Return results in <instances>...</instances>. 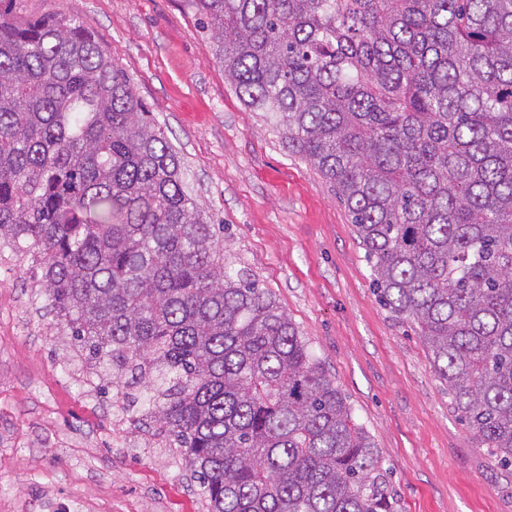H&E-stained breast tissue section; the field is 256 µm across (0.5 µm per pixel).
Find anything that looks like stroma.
Returning a JSON list of instances; mask_svg holds the SVG:
<instances>
[{"label":"stroma","mask_w":512,"mask_h":512,"mask_svg":"<svg viewBox=\"0 0 512 512\" xmlns=\"http://www.w3.org/2000/svg\"><path fill=\"white\" fill-rule=\"evenodd\" d=\"M79 19L176 147L187 186L276 296L375 443L398 512H512L409 324L384 308L348 211L224 80L189 0H15ZM28 254L0 246V512H205L180 449L90 389Z\"/></svg>","instance_id":"1"}]
</instances>
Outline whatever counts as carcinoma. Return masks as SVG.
Returning <instances> with one entry per match:
<instances>
[{
    "mask_svg": "<svg viewBox=\"0 0 512 512\" xmlns=\"http://www.w3.org/2000/svg\"><path fill=\"white\" fill-rule=\"evenodd\" d=\"M0 0V241L207 512H397L346 397L226 261L178 153L74 18ZM228 82L345 205L379 300L512 466V0H190Z\"/></svg>",
    "mask_w": 512,
    "mask_h": 512,
    "instance_id": "cac0c4a2",
    "label": "carcinoma"
}]
</instances>
